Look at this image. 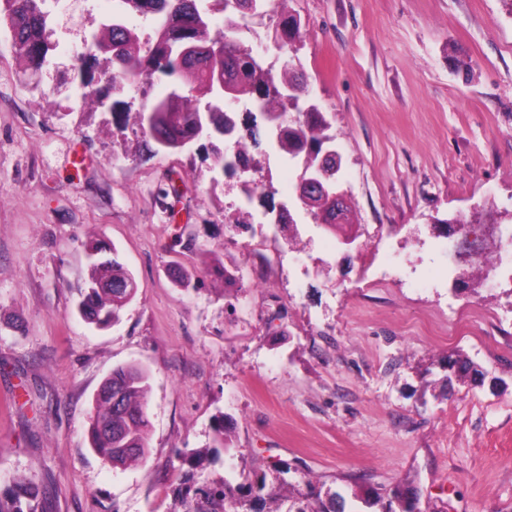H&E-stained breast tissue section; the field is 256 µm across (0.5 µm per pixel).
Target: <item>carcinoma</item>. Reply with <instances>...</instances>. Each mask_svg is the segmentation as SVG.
Here are the masks:
<instances>
[{
    "label": "carcinoma",
    "instance_id": "obj_1",
    "mask_svg": "<svg viewBox=\"0 0 512 512\" xmlns=\"http://www.w3.org/2000/svg\"><path fill=\"white\" fill-rule=\"evenodd\" d=\"M203 2L122 0L123 8L106 16L100 28L86 37L85 52L76 58L85 74L81 96L91 101L99 97L94 68L101 60L115 94L132 89L145 97L155 76L168 77L179 93L146 101L131 125L129 113H113L120 131L132 128L143 142H153L157 152H181L185 141L195 138L201 126L210 135V170L232 173L239 158L224 149V135L236 142L248 137L257 144L263 130L288 159L321 167V188L310 190L303 205L315 223H336V202L331 198L336 162L323 157L329 123L325 113L309 101L308 76L297 55L303 38L301 20L283 12L276 14L270 39L279 51L280 63L263 69L255 65L253 47L239 30L271 0H224L225 26L218 38ZM44 3L0 0V31L8 32L15 53L35 73L46 66L54 49L49 41L50 13ZM131 11L140 13L153 33L145 36L130 25L126 15ZM177 44L190 49L188 57L178 58L174 53ZM221 81L231 93L216 100L213 91ZM88 250L95 256L88 262L87 291L78 312L87 323L106 328L118 322L122 309L133 299L131 294L122 298L120 290L135 279L118 260L117 252L108 257L107 249L98 243L89 245ZM148 388L149 375L144 369L121 366L104 379L95 396L88 419L92 449L114 468L146 459ZM208 454L207 448L186 449L179 451L178 457L196 469ZM179 493L185 512H244L246 503L263 504L274 495V491H266V479L252 481L247 476L240 482L226 478L221 484L196 480L194 488ZM43 495L39 486L20 482L10 494L0 492V512H37L35 503ZM364 503L379 504L382 512H423L417 497H408L398 488L389 492L373 489ZM287 512H345V501L336 492L323 496L310 490L302 498L288 501Z\"/></svg>",
    "mask_w": 512,
    "mask_h": 512
}]
</instances>
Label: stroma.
<instances>
[{"label":"stroma","mask_w":512,"mask_h":512,"mask_svg":"<svg viewBox=\"0 0 512 512\" xmlns=\"http://www.w3.org/2000/svg\"><path fill=\"white\" fill-rule=\"evenodd\" d=\"M45 7L56 49L41 73L0 32V490L32 480L39 512H182L177 453L208 448L211 482L236 470L275 486L286 463L303 473L293 493L337 490L356 512L381 486L429 512H512V269L461 290L434 249L438 220L476 205L512 227V0H288L352 197L336 226L294 205L296 173L263 144L252 209L269 221L238 226L242 178L211 196L202 144L114 155L110 113H63L73 55L112 4ZM174 175L182 195L163 197ZM349 235L358 249L340 246ZM93 242L137 283L105 329L77 312ZM452 359L473 372L449 376ZM128 364L150 375L148 454L115 468L88 417Z\"/></svg>","instance_id":"obj_1"}]
</instances>
